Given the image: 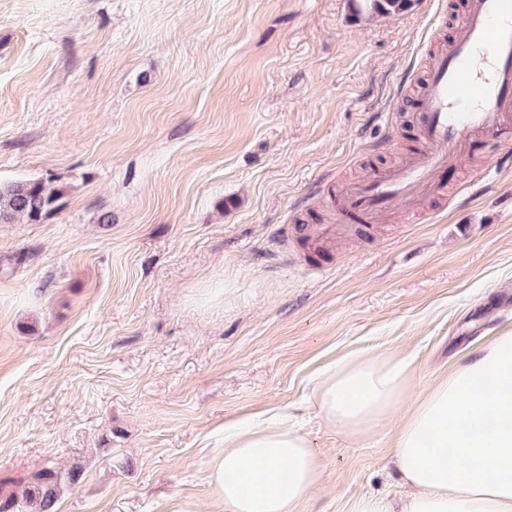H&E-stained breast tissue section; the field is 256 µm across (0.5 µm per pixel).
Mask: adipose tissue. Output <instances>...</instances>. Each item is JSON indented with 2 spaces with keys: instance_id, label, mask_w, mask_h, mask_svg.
Segmentation results:
<instances>
[{
  "instance_id": "1",
  "label": "adipose tissue",
  "mask_w": 512,
  "mask_h": 512,
  "mask_svg": "<svg viewBox=\"0 0 512 512\" xmlns=\"http://www.w3.org/2000/svg\"><path fill=\"white\" fill-rule=\"evenodd\" d=\"M415 357L356 355L312 388L343 435L377 427L410 387ZM400 504L357 498L352 512H512V330L492 336L418 397L394 437ZM209 478L226 512H298L322 480L317 453L287 423H242L224 434Z\"/></svg>"
}]
</instances>
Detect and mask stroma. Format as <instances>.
<instances>
[{
	"mask_svg": "<svg viewBox=\"0 0 512 512\" xmlns=\"http://www.w3.org/2000/svg\"><path fill=\"white\" fill-rule=\"evenodd\" d=\"M464 12L413 0H0V183L64 189L0 224V503L81 468L57 512H224V426L280 413L323 481L301 512L397 498L392 437L449 367L512 329V166L460 153L413 214L329 242L349 183L419 150L431 58ZM310 234L282 238L284 226ZM415 353L368 437L318 370ZM358 13L396 14L408 10L412 0H353Z\"/></svg>",
	"mask_w": 512,
	"mask_h": 512,
	"instance_id": "35a3bbf8",
	"label": "stroma"
}]
</instances>
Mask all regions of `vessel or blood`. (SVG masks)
<instances>
[{
  "label": "vessel or blood",
  "instance_id": "vessel-or-blood-1",
  "mask_svg": "<svg viewBox=\"0 0 512 512\" xmlns=\"http://www.w3.org/2000/svg\"><path fill=\"white\" fill-rule=\"evenodd\" d=\"M416 128L421 149L398 167L346 186L340 223L321 227L322 237L346 236L355 224L411 211L419 190L444 180L455 156L484 137L512 147V0H469L428 67Z\"/></svg>",
  "mask_w": 512,
  "mask_h": 512
}]
</instances>
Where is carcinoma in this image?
Here are the masks:
<instances>
[{"mask_svg":"<svg viewBox=\"0 0 512 512\" xmlns=\"http://www.w3.org/2000/svg\"><path fill=\"white\" fill-rule=\"evenodd\" d=\"M355 9L376 14H396L409 9L412 0H353ZM64 190L42 180L17 181L0 184V223L24 221L39 224L57 210ZM34 485L25 491V497L35 504L36 512H56L58 496L64 478L53 471L33 475Z\"/></svg>","mask_w":512,"mask_h":512,"instance_id":"cac0c4a2","label":"carcinoma"}]
</instances>
